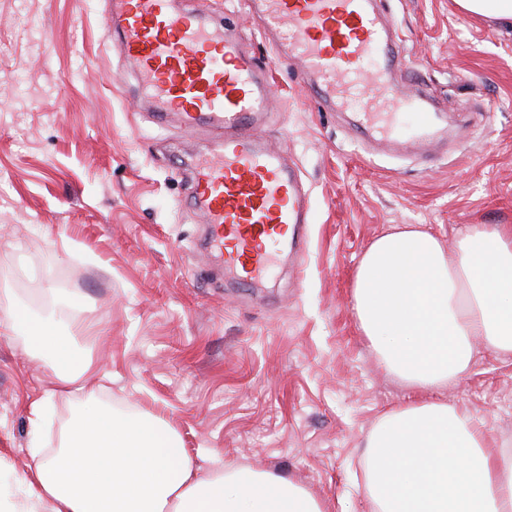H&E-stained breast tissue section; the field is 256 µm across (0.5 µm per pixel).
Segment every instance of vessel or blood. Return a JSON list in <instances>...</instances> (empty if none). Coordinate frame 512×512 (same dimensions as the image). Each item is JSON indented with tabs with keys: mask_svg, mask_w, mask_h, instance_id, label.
<instances>
[{
	"mask_svg": "<svg viewBox=\"0 0 512 512\" xmlns=\"http://www.w3.org/2000/svg\"><path fill=\"white\" fill-rule=\"evenodd\" d=\"M277 58H301L300 82L320 104L346 106L361 85L373 94L359 113L367 137L396 142L434 136L425 96L393 77L401 48L378 0H255ZM112 42L134 67L158 122L219 132L191 166L192 197L213 251L240 285L275 263L267 241L287 242L308 221L297 169L262 141L268 70L202 12L178 0H112ZM415 120L400 122L402 111Z\"/></svg>",
	"mask_w": 512,
	"mask_h": 512,
	"instance_id": "vessel-or-blood-1",
	"label": "vessel or blood"
}]
</instances>
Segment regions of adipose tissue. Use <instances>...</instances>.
Instances as JSON below:
<instances>
[{"instance_id":"ef3b65f1","label":"adipose tissue","mask_w":512,"mask_h":512,"mask_svg":"<svg viewBox=\"0 0 512 512\" xmlns=\"http://www.w3.org/2000/svg\"><path fill=\"white\" fill-rule=\"evenodd\" d=\"M448 257L416 228L376 239L354 283L360 328L383 366L435 392L466 371L474 339L512 353V226L470 225ZM0 329L23 337L59 385L83 391L53 453L31 448L17 490L26 512H332L286 475L234 464L201 469L182 438L148 414H117L91 383L96 366L50 319L0 304ZM454 406L408 404L366 443L370 512H512V459Z\"/></svg>"}]
</instances>
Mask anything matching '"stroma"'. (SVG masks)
Segmentation results:
<instances>
[{
	"mask_svg": "<svg viewBox=\"0 0 512 512\" xmlns=\"http://www.w3.org/2000/svg\"><path fill=\"white\" fill-rule=\"evenodd\" d=\"M236 27L271 64L267 145L311 195L309 252L286 250L243 288L202 248L182 166L212 133L157 124L112 50V0H0V287L55 318L102 373L115 410L150 412L190 455L290 476L335 512H369L365 445L379 419L426 395L385 371L354 310L357 264L380 235L418 224L445 244L470 224L512 225V32L455 0H384L400 80L448 112L431 158L363 140L323 110L274 52L250 0H183ZM20 336L0 333V512L31 438L58 448L80 393L58 391ZM52 391L32 424L29 405ZM512 449V353L478 347L436 396Z\"/></svg>",
	"mask_w": 512,
	"mask_h": 512,
	"instance_id": "obj_1",
	"label": "stroma"
}]
</instances>
